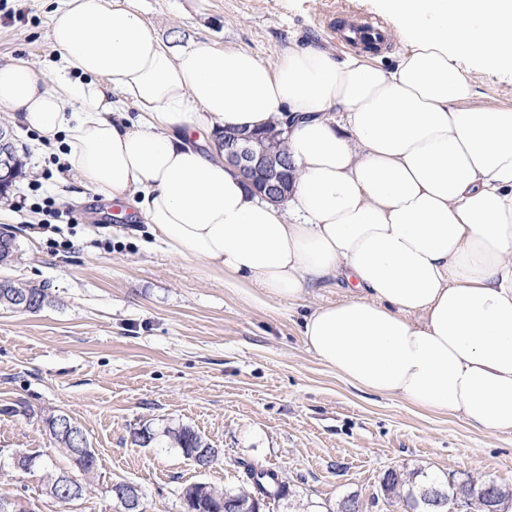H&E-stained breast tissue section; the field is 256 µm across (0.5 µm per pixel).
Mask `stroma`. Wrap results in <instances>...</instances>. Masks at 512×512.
<instances>
[{"label": "stroma", "mask_w": 512, "mask_h": 512, "mask_svg": "<svg viewBox=\"0 0 512 512\" xmlns=\"http://www.w3.org/2000/svg\"><path fill=\"white\" fill-rule=\"evenodd\" d=\"M120 2L176 51L205 42L247 50L271 65L295 38L344 56L349 47L325 27L341 11L389 31L374 61L394 65L408 49L375 0ZM55 6L56 0H0V63L47 70ZM473 80L479 103L512 108L511 74L479 71ZM0 127L10 130L25 162L0 193V232L19 246L0 280L44 283L54 295L36 313L0 307V498L18 500L28 512H118L106 486L122 480L140 487L145 512H183L185 486H238L243 460L276 470L288 483L289 498L270 512H334L351 493L364 512H404L401 503L376 499L390 469L486 480L512 491L511 433L483 432L361 390L308 351L302 318L346 298L344 279L311 287L298 300L256 306L170 255L143 220L90 223L87 213L103 198L58 167L11 114L0 112ZM34 182L39 190L29 191ZM23 192L33 202L53 197L74 223L56 233L37 229L38 215L12 206ZM54 238L70 241L71 249H53ZM19 403L26 414L15 413ZM53 412L82 427L98 458L92 490L67 503L46 495L40 472L12 464L14 455L38 453L81 480L45 431L43 418ZM169 424L193 427L220 449V459L201 470L167 441H131L135 428Z\"/></svg>", "instance_id": "obj_1"}]
</instances>
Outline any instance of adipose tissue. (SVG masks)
I'll return each instance as SVG.
<instances>
[{"label": "adipose tissue", "instance_id": "obj_1", "mask_svg": "<svg viewBox=\"0 0 512 512\" xmlns=\"http://www.w3.org/2000/svg\"><path fill=\"white\" fill-rule=\"evenodd\" d=\"M378 8L410 45L390 70L311 42L271 66L204 42L176 53L118 0H62L57 61L0 64V112L94 193L135 196L168 252L256 304L352 280L351 298L304 317L309 351L362 390L511 433L512 109L473 104L459 60L512 71V0ZM284 115L283 202L183 135Z\"/></svg>", "mask_w": 512, "mask_h": 512}]
</instances>
